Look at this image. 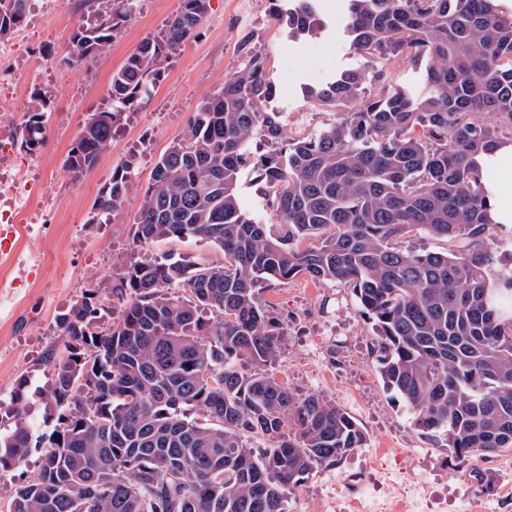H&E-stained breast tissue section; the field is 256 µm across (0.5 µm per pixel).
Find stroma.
I'll list each match as a JSON object with an SVG mask.
<instances>
[{"label": "stroma", "instance_id": "stroma-1", "mask_svg": "<svg viewBox=\"0 0 512 512\" xmlns=\"http://www.w3.org/2000/svg\"><path fill=\"white\" fill-rule=\"evenodd\" d=\"M79 0H29L27 17L14 34L12 85L0 88V114L22 120L34 92L49 99L46 144L31 154L13 147L0 161V177L23 175L41 185V197L25 206V229L0 257V422L11 423L10 390L26 375L47 388L53 368L47 354L60 345L58 317L89 288L111 281L133 250L132 224L140 196L159 156L182 140L202 97L218 89L242 63L238 42L252 35L269 58L276 86L273 107L288 115V133L307 135L342 117L307 94L340 73L364 67L350 46L342 0H319L323 32L292 38L273 17V0H210L194 35L173 55L165 79L151 99L126 113L112 146L84 176L68 175L62 161L91 111L105 101L113 73L147 38L157 36L179 0H139L138 8L89 70L63 64L74 29L83 17ZM134 160V188L120 212L105 224L88 221L101 185L115 167ZM260 298L284 332L274 372L303 395L335 402L361 426L366 441L336 465L319 470L288 496V512L319 497L352 475L365 480L369 497L383 494L386 474L414 469L429 496L428 512H512V500L497 487L512 481V452L478 460L464 470L439 441L414 429L403 402L380 378L376 338L350 289L332 281L298 276L266 281ZM384 469H371L374 457Z\"/></svg>", "mask_w": 512, "mask_h": 512}]
</instances>
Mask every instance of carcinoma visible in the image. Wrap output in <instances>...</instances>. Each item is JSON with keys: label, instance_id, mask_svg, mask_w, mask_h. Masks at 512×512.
I'll list each match as a JSON object with an SVG mask.
<instances>
[{"label": "carcinoma", "instance_id": "carcinoma-1", "mask_svg": "<svg viewBox=\"0 0 512 512\" xmlns=\"http://www.w3.org/2000/svg\"><path fill=\"white\" fill-rule=\"evenodd\" d=\"M137 2L83 0L88 20L63 63L91 65ZM315 2L277 4V19L315 34ZM347 2L353 50L423 68L421 87L390 90L381 68L345 71L310 92L346 108L341 120L289 138L287 113L268 107L267 58L241 39V67L202 98L151 171L132 224L138 255L60 315L64 344L41 391L52 431L20 413L0 427V473L41 450L8 512H287L292 490L365 442L336 403L302 397L271 372L282 332L256 286L300 275L351 288L372 322L384 387L421 435L461 463L512 451V252L490 237L477 162L512 139V13L499 0ZM26 8L0 0V40ZM208 8L180 0L161 35L112 75L63 159L72 178L93 169L125 113L151 98ZM47 104L36 93L19 127L31 153L47 140ZM254 139L267 152L250 151ZM133 165L112 171L90 223L123 206ZM246 169L277 225L244 207ZM423 232L447 250L400 246ZM185 238L224 260L146 252ZM30 396L22 377L10 399L24 408Z\"/></svg>", "mask_w": 512, "mask_h": 512}]
</instances>
